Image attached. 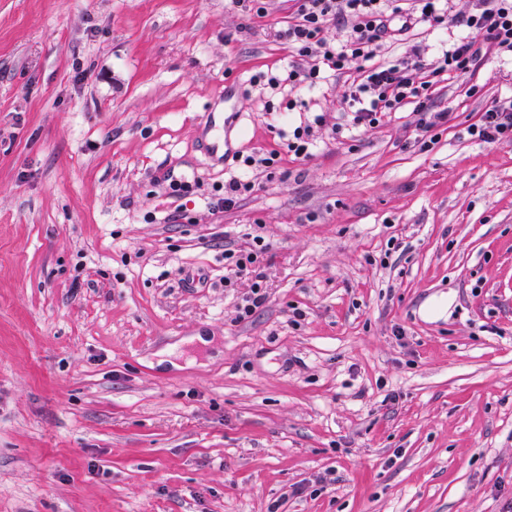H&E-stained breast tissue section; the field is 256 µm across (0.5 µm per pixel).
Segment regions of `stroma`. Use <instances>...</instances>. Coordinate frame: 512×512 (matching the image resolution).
I'll return each mask as SVG.
<instances>
[{"label": "stroma", "instance_id": "35a3bbf8", "mask_svg": "<svg viewBox=\"0 0 512 512\" xmlns=\"http://www.w3.org/2000/svg\"><path fill=\"white\" fill-rule=\"evenodd\" d=\"M266 8L0 0V512H512V142L464 134L512 62L439 83L433 142L413 104L342 132L333 76L264 111ZM392 26L377 62L457 31ZM237 249L234 251H227L224 253L225 266L224 285L225 287H232L238 278L244 275H252L256 272L254 268L258 259V252L254 248ZM227 270V274H226Z\"/></svg>", "mask_w": 512, "mask_h": 512}]
</instances>
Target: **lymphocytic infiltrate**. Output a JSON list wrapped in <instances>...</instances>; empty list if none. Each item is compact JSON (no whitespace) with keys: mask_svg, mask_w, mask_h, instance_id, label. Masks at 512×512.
<instances>
[{"mask_svg":"<svg viewBox=\"0 0 512 512\" xmlns=\"http://www.w3.org/2000/svg\"><path fill=\"white\" fill-rule=\"evenodd\" d=\"M480 2L478 12L457 17L459 35L434 62L425 63L423 48L416 44L395 61L378 65L374 59L389 33L390 17L440 30L449 21L446 0H295L294 16L280 36L299 61L289 67L286 79L259 74L255 80L273 89L284 81L311 87L321 72H347L351 79L343 101L354 125L375 127L387 114L413 103L419 109L418 129L430 132L448 120L447 113L428 107L444 77L473 73L488 48L512 57V0ZM335 24L345 31L344 40L336 44L326 36ZM467 133L486 144L512 141V101L493 103Z\"/></svg>","mask_w":512,"mask_h":512,"instance_id":"obj_1","label":"lymphocytic infiltrate"}]
</instances>
